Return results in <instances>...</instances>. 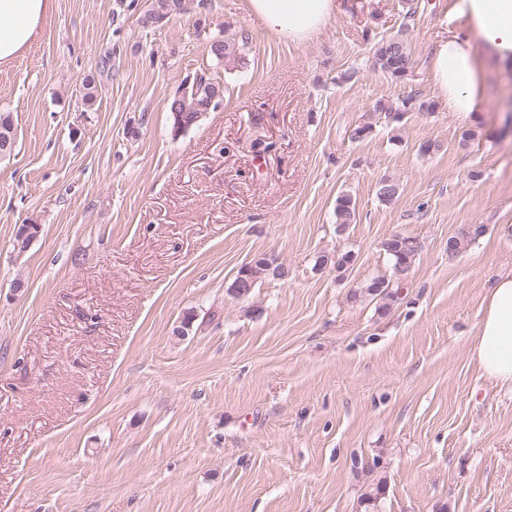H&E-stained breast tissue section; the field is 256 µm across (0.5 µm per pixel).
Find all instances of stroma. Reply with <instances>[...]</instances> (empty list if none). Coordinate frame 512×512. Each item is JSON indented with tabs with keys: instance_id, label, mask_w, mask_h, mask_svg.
Wrapping results in <instances>:
<instances>
[{
	"instance_id": "35a3bbf8",
	"label": "stroma",
	"mask_w": 512,
	"mask_h": 512,
	"mask_svg": "<svg viewBox=\"0 0 512 512\" xmlns=\"http://www.w3.org/2000/svg\"><path fill=\"white\" fill-rule=\"evenodd\" d=\"M244 2L150 27L145 0H53L0 65V512H512V385L471 358L512 273V75L488 74L476 118L437 102L430 51L467 28L452 0H337L300 45ZM399 33L397 81L372 56ZM243 36L244 63L211 55ZM202 75L223 104L173 134L168 102ZM407 97L432 111L375 109ZM395 233L421 251L382 313L359 291ZM259 256L284 276L236 298Z\"/></svg>"
}]
</instances>
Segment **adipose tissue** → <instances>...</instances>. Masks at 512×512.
I'll use <instances>...</instances> for the list:
<instances>
[{
  "instance_id": "adipose-tissue-1",
  "label": "adipose tissue",
  "mask_w": 512,
  "mask_h": 512,
  "mask_svg": "<svg viewBox=\"0 0 512 512\" xmlns=\"http://www.w3.org/2000/svg\"><path fill=\"white\" fill-rule=\"evenodd\" d=\"M52 0H0V63L33 41ZM250 16L271 36L292 44L316 39L336 13V0H246ZM451 14L468 20L470 35L434 45L429 73L449 111L469 117L483 108L489 63L512 67V0H453ZM472 358L489 379L512 384V274L490 289Z\"/></svg>"
}]
</instances>
